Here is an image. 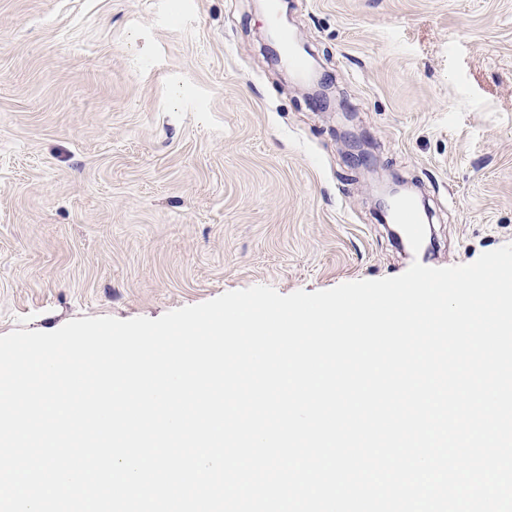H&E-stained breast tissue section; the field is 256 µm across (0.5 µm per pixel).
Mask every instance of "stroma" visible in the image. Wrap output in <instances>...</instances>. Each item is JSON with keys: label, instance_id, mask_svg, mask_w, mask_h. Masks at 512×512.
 <instances>
[{"label": "stroma", "instance_id": "obj_1", "mask_svg": "<svg viewBox=\"0 0 512 512\" xmlns=\"http://www.w3.org/2000/svg\"><path fill=\"white\" fill-rule=\"evenodd\" d=\"M291 28L432 212L400 248L268 62L260 0H0V335L314 292L512 243V0H292Z\"/></svg>", "mask_w": 512, "mask_h": 512}]
</instances>
